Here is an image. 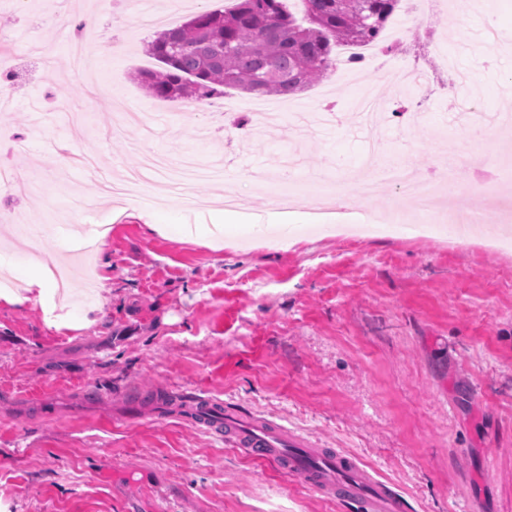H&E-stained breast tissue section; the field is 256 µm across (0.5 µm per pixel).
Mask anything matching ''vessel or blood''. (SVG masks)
<instances>
[{"label":"vessel or blood","instance_id":"vessel-or-blood-1","mask_svg":"<svg viewBox=\"0 0 512 512\" xmlns=\"http://www.w3.org/2000/svg\"><path fill=\"white\" fill-rule=\"evenodd\" d=\"M189 414L200 426L224 428L246 456L298 476L314 490L350 504L357 512H408L403 496L377 479L356 458L317 447L315 442L288 432L276 421L242 418L223 400L203 396L192 400Z\"/></svg>","mask_w":512,"mask_h":512}]
</instances>
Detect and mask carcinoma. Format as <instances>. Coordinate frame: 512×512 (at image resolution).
<instances>
[{"mask_svg":"<svg viewBox=\"0 0 512 512\" xmlns=\"http://www.w3.org/2000/svg\"><path fill=\"white\" fill-rule=\"evenodd\" d=\"M300 17L283 0H237L165 29L146 52L162 64L141 70L152 96L196 104L233 88L288 96L321 80L336 45L375 42L399 0H303Z\"/></svg>","mask_w":512,"mask_h":512,"instance_id":"1","label":"carcinoma"}]
</instances>
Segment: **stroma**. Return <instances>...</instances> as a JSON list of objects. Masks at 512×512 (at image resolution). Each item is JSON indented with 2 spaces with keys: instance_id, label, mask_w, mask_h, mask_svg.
I'll use <instances>...</instances> for the list:
<instances>
[{
  "instance_id": "1",
  "label": "stroma",
  "mask_w": 512,
  "mask_h": 512,
  "mask_svg": "<svg viewBox=\"0 0 512 512\" xmlns=\"http://www.w3.org/2000/svg\"><path fill=\"white\" fill-rule=\"evenodd\" d=\"M466 0L430 30L406 31L404 49L430 65L450 53L499 108L512 72V0ZM0 18L11 57V101L0 106V165L30 173L35 193L0 190V257L24 279L37 256L72 280L107 275L91 308L49 293L0 304V512H346L299 478L243 455L231 436L195 425L183 409L160 411L146 396L166 389L232 400L242 415L274 420L322 448L357 455L409 501L411 512H512V253L483 235L445 233L359 242L296 235L282 245L269 183L289 151L301 174L338 180L364 171L362 130L348 119L360 95L388 103L378 155L431 176L440 158L481 149L486 163L461 167V188L512 183L494 145L469 137L466 97L438 76L426 97L386 91L374 65L329 72L276 111L340 112L331 126L297 138L293 122H270L246 139L251 93L225 90L207 110L151 96L136 80L158 69L147 55L157 26L139 23L143 0H95L89 50L117 40L104 74H70L75 32L57 0H17ZM127 16L113 27L115 12ZM119 88L148 126L123 124L107 93ZM220 135L195 143L198 126ZM220 163L224 179L193 189L196 214L146 193L102 195L97 173L68 157L96 156L120 175L142 153ZM228 191L251 196L270 231L238 234ZM108 224L101 253L86 258L68 221ZM46 227L33 243L20 224ZM98 389L87 399L85 386Z\"/></svg>"
}]
</instances>
